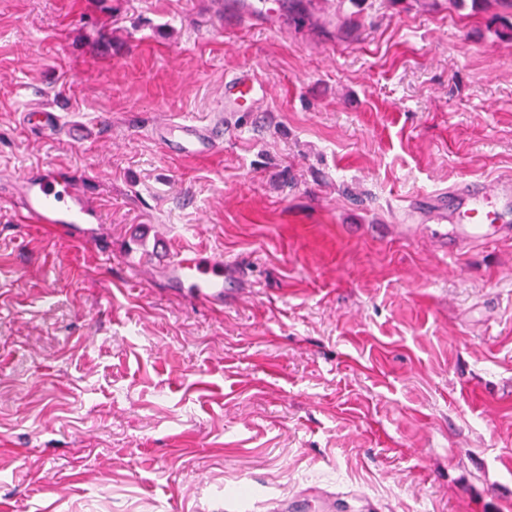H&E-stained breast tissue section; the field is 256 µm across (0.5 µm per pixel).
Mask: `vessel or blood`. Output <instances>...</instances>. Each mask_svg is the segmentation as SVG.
Listing matches in <instances>:
<instances>
[{"instance_id":"1","label":"vessel or blood","mask_w":512,"mask_h":512,"mask_svg":"<svg viewBox=\"0 0 512 512\" xmlns=\"http://www.w3.org/2000/svg\"><path fill=\"white\" fill-rule=\"evenodd\" d=\"M224 14V30L232 33L247 27H264L288 14L285 0H218ZM289 15V14H288ZM265 93L263 79L250 69L224 78L222 110L253 111ZM153 138L167 150L184 157L207 156L224 143L223 128L215 123L170 120L152 128ZM8 195L23 221L46 224L64 236H72L80 225L95 214L83 199L80 185L66 184L54 177L13 179ZM441 205L450 211L448 250L512 236V179H502L493 187L466 182L449 187L440 196ZM164 273L176 287L190 289L203 302L224 298V281L236 276L235 266L201 249H182L173 253Z\"/></svg>"}]
</instances>
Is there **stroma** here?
Wrapping results in <instances>:
<instances>
[{"label": "stroma", "mask_w": 512, "mask_h": 512, "mask_svg": "<svg viewBox=\"0 0 512 512\" xmlns=\"http://www.w3.org/2000/svg\"><path fill=\"white\" fill-rule=\"evenodd\" d=\"M302 2L229 38L215 0H0V178L100 216L65 240L0 197V512H512V238L452 255L432 218L512 178V11ZM242 67L269 94L221 149L154 140ZM186 247L241 267L223 308L166 283Z\"/></svg>", "instance_id": "stroma-1"}]
</instances>
